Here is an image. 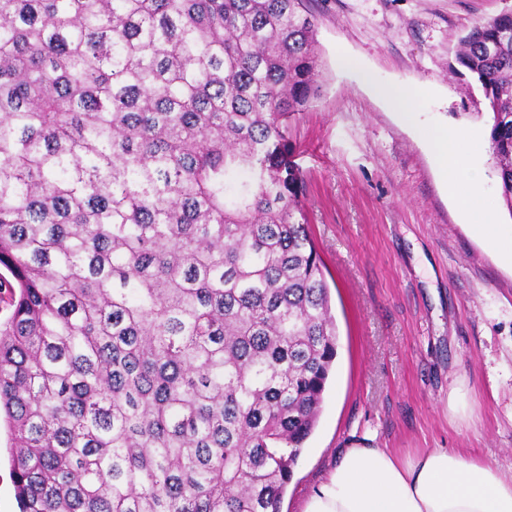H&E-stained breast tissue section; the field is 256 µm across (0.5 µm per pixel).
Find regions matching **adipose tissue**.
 Listing matches in <instances>:
<instances>
[{
	"label": "adipose tissue",
	"mask_w": 512,
	"mask_h": 512,
	"mask_svg": "<svg viewBox=\"0 0 512 512\" xmlns=\"http://www.w3.org/2000/svg\"><path fill=\"white\" fill-rule=\"evenodd\" d=\"M461 130L431 136L444 157L443 185L474 230L512 266V225L497 223L483 186L460 164ZM301 512H512V476L470 454L421 448L403 455L389 448H347L313 489Z\"/></svg>",
	"instance_id": "1"
}]
</instances>
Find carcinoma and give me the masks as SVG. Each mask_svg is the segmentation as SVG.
Returning a JSON list of instances; mask_svg holds the SVG:
<instances>
[{
    "mask_svg": "<svg viewBox=\"0 0 512 512\" xmlns=\"http://www.w3.org/2000/svg\"><path fill=\"white\" fill-rule=\"evenodd\" d=\"M304 0H0V412L22 512H279L337 355L288 118ZM456 61L512 214V11Z\"/></svg>",
    "mask_w": 512,
    "mask_h": 512,
    "instance_id": "obj_1",
    "label": "carcinoma"
}]
</instances>
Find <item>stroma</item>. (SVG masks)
I'll list each match as a JSON object with an SVG mask.
<instances>
[{"instance_id": "1", "label": "stroma", "mask_w": 512, "mask_h": 512, "mask_svg": "<svg viewBox=\"0 0 512 512\" xmlns=\"http://www.w3.org/2000/svg\"><path fill=\"white\" fill-rule=\"evenodd\" d=\"M320 94L288 123L304 210L334 282L337 356L318 425L280 512H297L359 443L459 448L512 475V268L442 188L430 131H467L464 162L512 225L489 152V114L450 66L459 38L512 0H306ZM412 90L406 120L383 88Z\"/></svg>"}]
</instances>
